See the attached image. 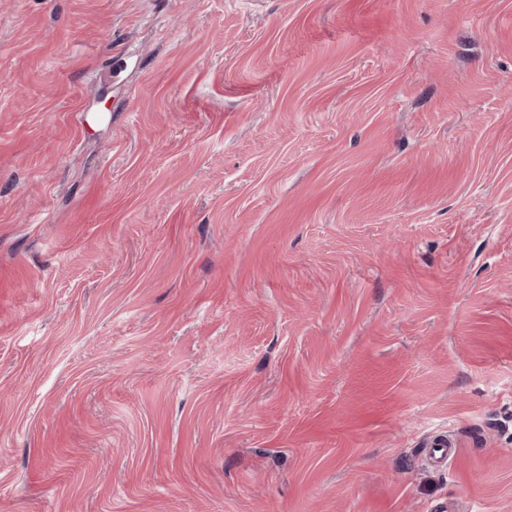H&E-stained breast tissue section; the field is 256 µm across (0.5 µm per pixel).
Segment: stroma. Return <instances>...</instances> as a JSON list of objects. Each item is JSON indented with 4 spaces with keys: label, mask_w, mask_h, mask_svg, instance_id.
<instances>
[{
    "label": "stroma",
    "mask_w": 512,
    "mask_h": 512,
    "mask_svg": "<svg viewBox=\"0 0 512 512\" xmlns=\"http://www.w3.org/2000/svg\"><path fill=\"white\" fill-rule=\"evenodd\" d=\"M0 512H512V0H0Z\"/></svg>",
    "instance_id": "stroma-1"
}]
</instances>
